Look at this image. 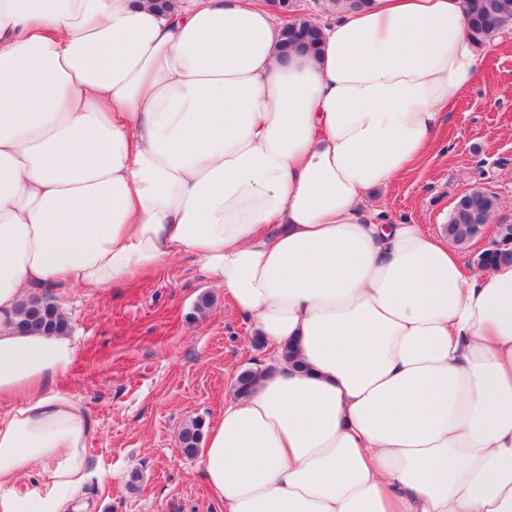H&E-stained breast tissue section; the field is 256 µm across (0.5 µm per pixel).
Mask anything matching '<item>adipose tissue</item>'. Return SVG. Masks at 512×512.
<instances>
[{
	"mask_svg": "<svg viewBox=\"0 0 512 512\" xmlns=\"http://www.w3.org/2000/svg\"><path fill=\"white\" fill-rule=\"evenodd\" d=\"M320 27L284 61L263 0H0V512H65L94 430L58 387L76 341L18 331L21 300L187 255L268 351L207 431L224 512H512V264L371 195L495 46L462 0Z\"/></svg>",
	"mask_w": 512,
	"mask_h": 512,
	"instance_id": "ef3b65f1",
	"label": "adipose tissue"
}]
</instances>
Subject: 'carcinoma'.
Instances as JSON below:
<instances>
[{
  "mask_svg": "<svg viewBox=\"0 0 512 512\" xmlns=\"http://www.w3.org/2000/svg\"><path fill=\"white\" fill-rule=\"evenodd\" d=\"M272 11L285 13L284 46L318 49L320 32L310 20L294 15L293 0H266ZM469 33L482 43L499 32L512 20V0H464ZM497 206V198L482 188H472L455 201L443 233L457 248L468 249L475 240V225H487ZM512 262V224H498L489 247L473 254V265L482 268L494 263ZM17 328L47 333H67L69 320L48 294L25 298L19 307ZM204 423L192 420L185 424L179 436L180 452L186 458L197 456L202 447Z\"/></svg>",
  "mask_w": 512,
  "mask_h": 512,
  "instance_id": "cac0c4a2",
  "label": "carcinoma"
}]
</instances>
